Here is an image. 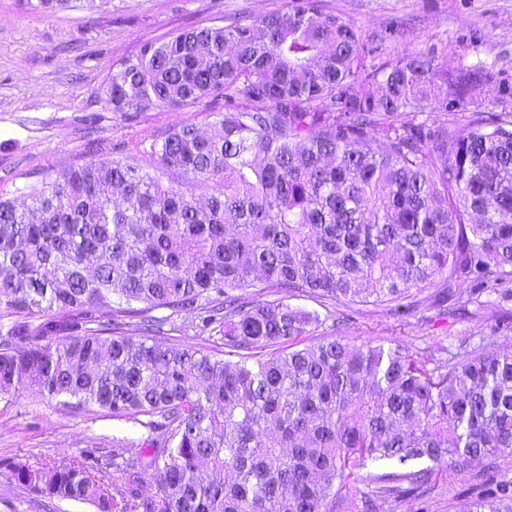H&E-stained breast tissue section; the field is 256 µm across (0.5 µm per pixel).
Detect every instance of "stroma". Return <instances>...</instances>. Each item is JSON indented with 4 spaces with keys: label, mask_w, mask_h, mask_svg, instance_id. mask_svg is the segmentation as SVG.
Returning <instances> with one entry per match:
<instances>
[{
    "label": "stroma",
    "mask_w": 512,
    "mask_h": 512,
    "mask_svg": "<svg viewBox=\"0 0 512 512\" xmlns=\"http://www.w3.org/2000/svg\"><path fill=\"white\" fill-rule=\"evenodd\" d=\"M287 5L288 0H111L101 8L41 14L29 11L23 0H0V192L92 158H110L118 148L149 164L143 147L173 127L203 125L223 103L206 98L127 118L105 110L100 101L112 63L178 30ZM322 6L368 37L392 29L384 46L387 57L431 51L451 67H491L495 79L483 92V105L449 113V122L464 125L488 117L491 100L512 93V0H322ZM89 112L99 115L95 125L83 120ZM493 323L490 317L400 319L389 307L369 306L356 313L348 335L356 344L396 337L425 347L487 331ZM144 436L130 422L67 412L31 390L0 400V460L78 458L111 447L116 438L137 445Z\"/></svg>",
    "instance_id": "obj_1"
}]
</instances>
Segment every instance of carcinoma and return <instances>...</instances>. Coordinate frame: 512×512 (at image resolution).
I'll use <instances>...</instances> for the list:
<instances>
[{"instance_id":"1","label":"carcinoma","mask_w":512,"mask_h":512,"mask_svg":"<svg viewBox=\"0 0 512 512\" xmlns=\"http://www.w3.org/2000/svg\"><path fill=\"white\" fill-rule=\"evenodd\" d=\"M378 49L320 0L175 32L114 64L101 101L133 118L220 97L207 129L152 141L151 166L91 159L0 192V400L106 411L150 447L112 441V474L150 471L119 502L97 456L1 460L36 507L396 512L464 472L458 512H512V316L434 349L355 345L336 322L512 302V104L458 127L491 71Z\"/></svg>"}]
</instances>
